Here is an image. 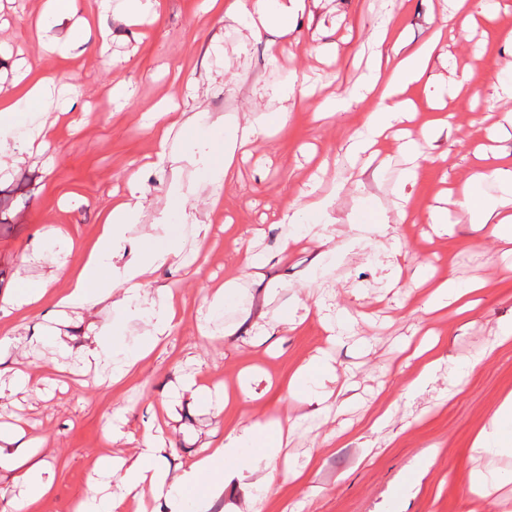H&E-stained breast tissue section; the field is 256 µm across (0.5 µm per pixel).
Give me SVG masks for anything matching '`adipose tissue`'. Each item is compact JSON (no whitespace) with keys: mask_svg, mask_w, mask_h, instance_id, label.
I'll use <instances>...</instances> for the list:
<instances>
[{"mask_svg":"<svg viewBox=\"0 0 512 512\" xmlns=\"http://www.w3.org/2000/svg\"><path fill=\"white\" fill-rule=\"evenodd\" d=\"M451 8L442 14L437 30L424 45L410 53H403L400 40L380 46L379 51L391 61L388 73L372 72L361 88L362 98L371 99L374 107L367 115L364 133L356 135L350 151L359 156L371 151L383 133L403 121L406 116L404 93L410 85L421 80L432 62L438 58L446 36L466 29L477 19L487 18L488 8L473 10L471 0H450ZM304 0H279L270 6L269 0H230L224 16L235 22L246 23L252 35H260L272 21L288 25L291 17L302 9ZM55 77L43 76L23 85L0 86V142L12 141L16 154L27 153L34 144L42 143L50 134L36 116L56 93ZM25 122L24 139L14 137L15 126ZM180 128L187 134L188 152L194 157L204 181L218 182L229 176L238 147L251 137L264 131L263 125L251 122H232L216 133H201L193 122L182 119L177 113L166 115V122L156 130L159 143H166L170 129ZM496 183L501 194L492 199L479 194V187L487 182ZM145 195L140 179L129 176L126 194L104 211L93 243L86 249L81 262L69 272L71 287L59 300L60 306L90 308L106 299H114L120 308L135 307L145 316L148 329L139 344L118 347L112 342L110 330H102L92 347L86 348V360L111 364L118 374L127 373L155 347L173 325L177 309L168 290L150 289L155 270L177 255L179 238L168 234L156 239L154 245L142 249L139 255L127 262H120L130 240V233L137 224ZM461 217L479 226H490L492 235L504 245H512V160L502 159L494 165L475 166L455 202ZM512 392L506 394L494 411L488 426L479 430L472 448L484 455H511ZM281 421L267 423L254 421L226 433L215 447L205 448L195 456L182 474L168 479L165 472L149 468L145 459L159 456L162 448L158 437L145 433L136 452L126 458L106 465L97 479L91 480L89 490L74 506L75 512H110L111 496L103 492L104 480L119 475L121 496L153 501H177L194 489L201 477H208V492L219 494L224 478L229 474L254 471L257 460H264L265 473L260 480L262 495L251 496L250 512H262L265 492L271 491L279 472L283 436ZM257 447V455H248V447ZM0 471L12 473L22 481L27 490L13 500V512H27L29 506L47 495L50 479L44 478L43 460L0 445Z\"/></svg>","mask_w":512,"mask_h":512,"instance_id":"adipose-tissue-1","label":"adipose tissue"}]
</instances>
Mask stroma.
Returning a JSON list of instances; mask_svg holds the SVG:
<instances>
[{"label":"stroma","instance_id":"obj_1","mask_svg":"<svg viewBox=\"0 0 512 512\" xmlns=\"http://www.w3.org/2000/svg\"><path fill=\"white\" fill-rule=\"evenodd\" d=\"M491 19L445 45L420 83L408 92L417 106L404 125L406 140L433 156L413 185L398 141L387 142L384 163L349 159L350 139L364 125L369 102L356 92L375 61L384 21L407 48L419 47L440 21L444 0H305L290 32L273 26L253 37L243 25L204 12V0H158L155 14L126 25L125 0H112L107 19L76 15L35 30L41 0H0V46L16 54L0 68V85L26 71L53 74L76 85L71 110L48 106L47 145L14 159L0 144V296L21 281L51 280L44 298L12 317L15 343L0 346V432L19 450L45 462L52 489L32 512H72L89 479L108 461L132 454L142 435L159 431L167 443L161 466L177 476L226 427L265 416L286 419L288 458L266 512H512V485L495 492L497 510L475 493V477L512 472V457L473 452L474 434L487 425L500 397L512 391V345L492 348L498 326L512 321V255L488 228L444 227L427 218L447 208L446 184L462 183L486 146L512 153V137L496 131L512 102L499 99L496 76L512 65V49L495 43L494 29L512 28V0H497ZM107 31L112 64L88 36ZM67 46L65 55L49 53ZM466 75L476 93L449 99V71ZM123 82L131 93L112 99ZM349 97L345 109L315 120L323 100ZM436 106L452 112L448 135L426 140ZM197 115L210 133L225 120L278 112L287 123L251 140L223 182L202 180L179 133L159 149L151 124L166 109ZM140 171L146 207L131 233L134 256L171 225L183 243L178 257L153 275L171 289L175 327L121 381L112 368L85 363L97 326L112 325L115 344L134 345L147 325L135 309L60 308L69 283L61 269L79 260L94 240L101 214ZM316 192L325 206L316 222L336 229L292 241L282 217ZM408 194L409 220L397 205ZM209 226L204 246L195 229ZM263 263L241 268L242 247ZM392 264L380 261L381 253ZM398 285H391L392 276ZM481 280L470 313L427 314L433 283ZM235 286L219 310L215 286ZM439 340L444 361L426 388L409 392L421 366L405 359L425 332ZM334 358L321 407L293 385L298 367L322 352ZM40 381L39 392L14 385L15 373ZM205 386L210 401L183 392L180 380ZM388 418L372 428L376 407ZM309 480L295 479V471ZM257 475L226 478L219 496L206 485L188 493L183 512H245Z\"/></svg>","mask_w":512,"mask_h":512}]
</instances>
